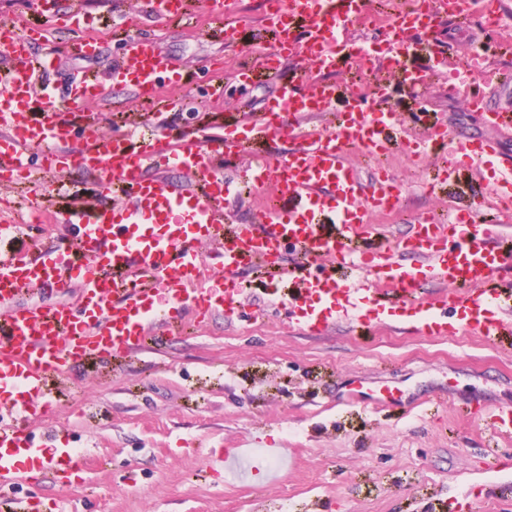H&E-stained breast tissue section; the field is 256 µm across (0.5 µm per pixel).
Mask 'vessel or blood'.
<instances>
[{"instance_id":"1","label":"vessel or blood","mask_w":512,"mask_h":512,"mask_svg":"<svg viewBox=\"0 0 512 512\" xmlns=\"http://www.w3.org/2000/svg\"><path fill=\"white\" fill-rule=\"evenodd\" d=\"M262 20L275 34V51L254 55V70L275 77L284 56H302L312 67L332 72L359 49L341 37L351 19L367 14L369 0H273ZM429 24L411 10L398 11L373 59L393 71L402 70L399 45L415 33L430 42L443 22L472 20L473 0H424ZM0 57L10 65L9 79L0 89V173L28 178V160L40 149L47 172H62L72 160L74 170L91 178L102 190L118 188L130 205L111 213L66 210L59 217L81 224L77 256L43 251L28 261L0 252V394H9L19 413L41 417L40 400L49 376L65 374L80 361L104 358L141 347L161 335L184 310L198 319L221 312L238 314L246 289L238 277L247 262L276 265L284 244L297 247L302 259L283 270L294 284L292 292L275 294L273 307L292 306L300 324L318 333L336 320L351 324L386 323L402 306L420 320V333L445 336L468 328L486 339L512 335V291L492 279L503 266L512 267V246L497 238L512 212L500 209L493 219L477 222L472 209L449 204L448 220L417 218L413 234L374 254L351 249L353 239L375 232L373 215L399 212L405 188L393 174L379 169L362 182L350 163L353 151L378 157L387 150L384 132L404 127L401 113L375 103L365 108L353 102L336 115L332 128L310 124L313 116L332 112L335 83L313 81L305 88L279 83L257 124L225 129L222 142L162 148L161 130L143 136L135 130L106 139L95 127H85L80 144L72 128L59 117L63 109L56 94L37 89L35 70L52 68L51 58L32 64L25 40L0 32ZM183 76L154 41L130 37L125 57L112 66L111 84L87 74L70 87L72 103L107 102L113 86L137 97L155 95L162 82L180 83ZM474 110L486 113L495 128H512V113L492 105L484 95L472 99ZM434 138L451 145L455 157L442 168L445 182L462 172L497 170L489 186L493 202L512 200V161L499 159L494 141L483 136L452 133L434 127ZM289 137L300 145L287 158L249 166L243 185L225 180L217 162L224 154L241 152L260 139ZM201 178V187L177 185L171 172ZM274 186L249 224L226 232L224 203L230 194ZM222 248L224 274L207 277L196 252L198 242ZM357 270V278L336 281L323 270L327 261ZM454 286V293L419 300L415 293L424 278ZM80 284L79 304L56 301L20 306L23 289L68 291ZM350 398L358 403L388 405L395 395L385 390L370 395L352 384ZM268 448L263 458L248 449L223 453L225 465L245 472L263 468L265 460L281 458ZM54 470L77 469L76 451L69 443L54 448L34 445L19 427L0 417V487L23 478L38 483L45 463Z\"/></svg>"}]
</instances>
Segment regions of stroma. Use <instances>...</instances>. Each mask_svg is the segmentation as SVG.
Wrapping results in <instances>:
<instances>
[{"label":"stroma","instance_id":"obj_1","mask_svg":"<svg viewBox=\"0 0 512 512\" xmlns=\"http://www.w3.org/2000/svg\"><path fill=\"white\" fill-rule=\"evenodd\" d=\"M262 2L240 0L248 27L235 43L226 40L224 20L210 13L207 0H186L180 16L159 26L149 16V0H57L51 10L40 0H0V24L48 25L47 39L34 40L30 52L52 56L49 79L60 95L86 70L108 80L128 37L156 39L186 78L185 85L161 89L177 107L116 88L99 112L98 132L108 138L134 126L156 127L177 146L187 139L210 141L230 122L262 118L274 82L235 78L254 50L274 45L272 33L257 22ZM77 10L95 18L98 53L91 59L81 56L69 23ZM472 52L486 57L484 72L468 69ZM403 58L415 71L435 68L443 58L447 72L415 88L382 66L363 70L349 62L327 75L339 89L336 111L349 109L351 87L375 100L384 78L388 105L405 117L407 132H388L387 154L350 157L362 178L386 167L404 184L401 211L373 218L397 239L408 234L418 214L445 215L450 199L481 204L491 179L486 170L468 173L461 183L428 194L426 182L452 153L415 158L408 139L425 140L439 122L495 138L502 156L512 157V132L492 129L484 113L468 104L469 93L480 88L512 96V86L497 89L495 75L512 61V23L503 24L493 40L467 28L453 36L440 30L430 49L410 38ZM216 61L223 64L219 76L209 68ZM293 147L288 139H267L253 153L225 155L224 176L241 182L254 155L279 158ZM59 178L69 200L23 179H0V215L28 224L23 236L0 248L23 255L33 245L75 246V225L34 221L37 206L60 209L72 200L92 213L126 202L79 172ZM239 277L250 289L242 319L216 315L199 329L175 320L134 353L91 360L50 378L42 399L51 413L48 424L82 449L80 469L67 480L45 470L40 485L20 480L0 488V498L37 490L58 501L63 512H443L454 495L459 512L512 506V438L494 437L489 427L490 410L512 407V337L490 342L467 330L425 336L399 318L364 332L340 320L320 335L285 326L269 307L271 292L290 287L276 270L250 263ZM355 379L367 389L387 387L427 402L410 411L374 410L350 400ZM45 425L23 423V433L41 440ZM271 445L287 449V456L269 472L246 479L218 459L222 448H249L258 455Z\"/></svg>","mask_w":512,"mask_h":512}]
</instances>
